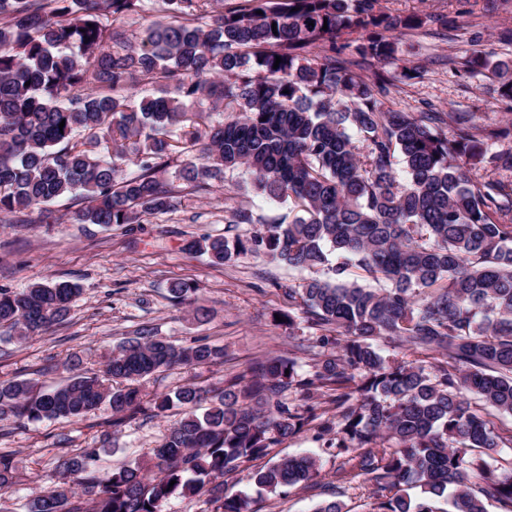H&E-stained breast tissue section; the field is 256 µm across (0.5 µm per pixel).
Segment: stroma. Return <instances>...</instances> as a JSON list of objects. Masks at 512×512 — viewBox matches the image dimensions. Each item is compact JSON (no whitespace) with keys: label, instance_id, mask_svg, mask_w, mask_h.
<instances>
[{"label":"stroma","instance_id":"stroma-1","mask_svg":"<svg viewBox=\"0 0 512 512\" xmlns=\"http://www.w3.org/2000/svg\"><path fill=\"white\" fill-rule=\"evenodd\" d=\"M376 7L391 15L427 18L419 29L394 32L395 59L362 66L369 77L378 71L396 75L404 66L414 69L413 79L394 78L386 85L380 96L386 109L435 112L443 119L455 113L481 125L512 117V101L499 96L492 72L466 68L477 53L512 63V42L503 37L512 30V0H377ZM245 178L237 170L227 173L222 187L182 186L177 211L145 217L139 224L76 223L79 204L68 197L51 203L54 223H38L33 213L23 223L0 222V288L21 289L49 278L81 288L65 322L21 342H0V381L62 384L71 374V354L81 356L84 368L100 369L114 346L145 326L179 345L201 338L224 349L221 365L176 366L143 381L141 389L149 397L191 383L223 387L225 379L274 355L295 357L306 372L318 358L335 352V345L320 346V332L311 327L300 299L288 296L289 289L302 287V273L261 254L214 265L206 256L185 251L187 242L205 236L256 232L253 224L227 226L229 205L269 220L285 214V206L253 193L229 196L228 185ZM175 282L191 286L187 300L172 297L169 287ZM284 314L292 316V323L281 322ZM111 415L105 407L68 423H0V451L14 453L19 462L12 502L23 505L57 483L64 462L80 449L106 447L108 468L143 458L180 418L174 409L141 415L114 433ZM302 453L317 457L318 484L253 494L252 512H313L332 500L343 502L345 512H368L369 484L358 476L351 454L326 446L320 421L304 425L267 457L250 462L248 470Z\"/></svg>","mask_w":512,"mask_h":512}]
</instances>
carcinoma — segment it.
<instances>
[{"label":"carcinoma","mask_w":512,"mask_h":512,"mask_svg":"<svg viewBox=\"0 0 512 512\" xmlns=\"http://www.w3.org/2000/svg\"><path fill=\"white\" fill-rule=\"evenodd\" d=\"M158 2L168 21L136 47L107 19L142 12L146 0H0V220L35 211L46 222L54 200L74 195L79 224H139L180 204L162 176L171 154L183 157L175 178L198 188L243 169L251 189L293 218L268 224L230 207L225 223L262 230L192 240L187 251L213 265L264 254L313 274L301 294L309 322L345 340L306 375L296 359L270 357L211 398L189 384L153 395L147 408L134 383L178 365H218L224 348L179 346L141 329L100 370L74 357L62 385L1 381L0 423H66L106 404L117 429L139 411L181 408L148 458L102 470L100 449L86 448L27 512H163L171 497L198 494L222 512H250L249 496L227 494L224 478L316 419L336 431L338 452L366 450L369 512H436L440 499L448 512H487V501L512 512V466L489 463L512 434L478 408L512 415V205L499 202L493 178L512 169V151L481 148L484 138L512 136V124L450 114L449 133L430 114L383 109L388 75L354 73L336 46L305 57L351 30L361 58L389 59L390 33L421 27L418 14H385L374 0H248L218 11L212 0ZM469 67L491 70L512 100L511 64L475 56ZM140 81L164 90L138 103L114 95ZM203 97L225 119L172 138L201 117L194 107ZM130 165L136 173H126ZM357 270L379 287L359 282ZM77 293L53 279L0 288V340L64 321ZM381 343L439 350L445 361L399 360ZM290 389L303 406L288 403ZM326 389L336 391L334 420ZM17 470L14 455L0 453V512H13ZM319 475L316 458L299 454L250 480L272 492ZM70 482L98 493L71 504Z\"/></svg>","instance_id":"1"}]
</instances>
